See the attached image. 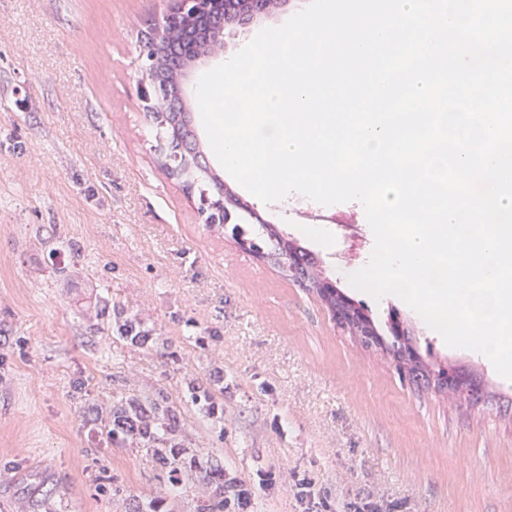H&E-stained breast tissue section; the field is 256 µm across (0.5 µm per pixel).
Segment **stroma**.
Returning a JSON list of instances; mask_svg holds the SVG:
<instances>
[{
    "label": "stroma",
    "instance_id": "stroma-1",
    "mask_svg": "<svg viewBox=\"0 0 512 512\" xmlns=\"http://www.w3.org/2000/svg\"><path fill=\"white\" fill-rule=\"evenodd\" d=\"M307 2L226 28L223 55ZM169 5L0 0V512H196L217 470L256 486L251 512H512V404H498L512 384L405 303L340 277L374 245L357 204H266L234 188L376 323L398 310L432 366L481 377L485 401L402 377L292 277L205 224L199 196L161 167L140 49ZM322 213L336 223L325 246L303 232ZM127 320L140 340L119 332ZM193 385L215 413L191 403ZM160 392L197 465L165 500L150 454L106 438L114 405Z\"/></svg>",
    "mask_w": 512,
    "mask_h": 512
}]
</instances>
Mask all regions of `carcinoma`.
<instances>
[{
    "instance_id": "obj_1",
    "label": "carcinoma",
    "mask_w": 512,
    "mask_h": 512,
    "mask_svg": "<svg viewBox=\"0 0 512 512\" xmlns=\"http://www.w3.org/2000/svg\"><path fill=\"white\" fill-rule=\"evenodd\" d=\"M221 17L214 18V28L210 37L193 39L192 54L181 56L176 54H158L154 43L158 42L171 49L178 48L186 41L188 25L180 21L167 24L162 28L160 37H146L143 41L142 55L146 72L152 71L173 75L178 68L198 56L207 55L219 48L217 33ZM166 91H161V97L156 99L150 109L156 126L164 132L169 151L181 154L182 167L174 171L167 159L161 160V165L168 175L182 181L186 190H196L199 196L214 195L215 199H233L235 194L225 185L221 176L208 171L200 162V151L194 133L191 116L188 112H170ZM230 233L234 240L243 239L249 242L252 249L260 253L263 259L277 266L286 274L300 279L301 285L322 297L329 307L337 310L339 321L343 328L366 347H378L386 352L397 364L398 369L414 381H434L440 392L450 398H466L479 402L483 398L479 384H470V390L460 392L448 381V370L438 368L434 371L429 367L417 347L409 328L394 312L389 315L387 332L389 336L380 333L373 320L355 308V303L335 286L329 288L325 281L327 277L317 269L316 257L296 240L285 236L274 224H233ZM168 400L165 395L149 399L144 403L130 402L116 408L112 414V444L130 441L152 452V459L160 470L168 472L169 476H178L184 470L195 467L196 461L174 451L167 450L170 436L178 431L179 421L174 410L162 406L161 402ZM209 490L197 506V512H235L237 510V484L234 480H224V477L208 482Z\"/></svg>"
}]
</instances>
